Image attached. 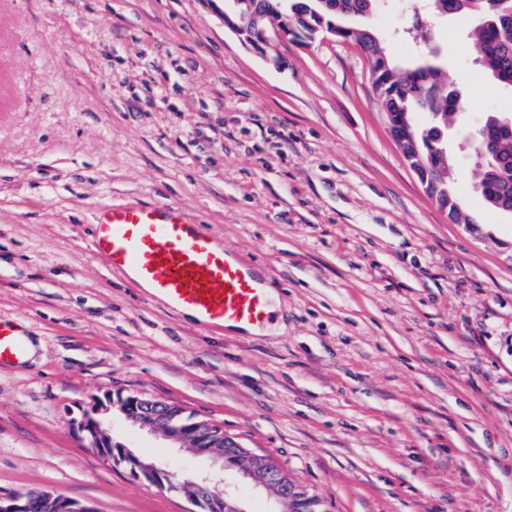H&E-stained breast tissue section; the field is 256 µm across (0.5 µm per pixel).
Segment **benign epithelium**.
Returning a JSON list of instances; mask_svg holds the SVG:
<instances>
[{"label": "benign epithelium", "instance_id": "benign-epithelium-1", "mask_svg": "<svg viewBox=\"0 0 512 512\" xmlns=\"http://www.w3.org/2000/svg\"><path fill=\"white\" fill-rule=\"evenodd\" d=\"M221 17L226 26L246 47L269 57L276 66L277 56H268L276 45L285 42H303L296 21L283 17L278 20L259 16L249 0H222ZM117 408L132 426L158 433L173 444L185 448L195 456L212 461V468L180 481L161 465L133 454L128 445L116 442L102 427L100 416ZM90 445L97 452L116 462L129 465L130 475L146 481L161 490L174 489L202 512H249L237 488L226 483L225 474L236 472L255 489H265L273 495V503L266 512H317V500L306 490L293 488L280 491L284 472L267 456L252 455L234 439L224 435L217 425L206 421L183 418L181 413L159 401L136 395L107 396L93 402L79 423ZM94 512V508L66 496L46 497L42 491H19L0 497V512Z\"/></svg>", "mask_w": 512, "mask_h": 512}]
</instances>
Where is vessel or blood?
Masks as SVG:
<instances>
[{
    "label": "vessel or blood",
    "instance_id": "vessel-or-blood-1",
    "mask_svg": "<svg viewBox=\"0 0 512 512\" xmlns=\"http://www.w3.org/2000/svg\"><path fill=\"white\" fill-rule=\"evenodd\" d=\"M113 270L132 272L168 305L201 326H261L273 317L264 278L177 206L109 208L94 238ZM25 336L0 318V369H24Z\"/></svg>",
    "mask_w": 512,
    "mask_h": 512
}]
</instances>
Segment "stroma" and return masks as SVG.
I'll use <instances>...</instances> for the list:
<instances>
[{
	"label": "stroma",
	"instance_id": "obj_1",
	"mask_svg": "<svg viewBox=\"0 0 512 512\" xmlns=\"http://www.w3.org/2000/svg\"><path fill=\"white\" fill-rule=\"evenodd\" d=\"M220 0H0V315L34 351L0 369V496L97 512H197L87 448L105 395L220 425L319 512H512V216L474 192L473 127L512 113L483 78L474 17L430 23L466 105L448 139L449 223L393 141L361 51L244 47ZM376 34L411 53L397 0ZM176 204L278 300L262 333L200 327L95 253L103 209ZM183 479L208 469L104 416ZM43 491H19L8 497H0L1 512H94L93 507L78 503L66 496H50L47 500Z\"/></svg>",
	"mask_w": 512,
	"mask_h": 512
}]
</instances>
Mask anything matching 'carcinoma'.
Returning <instances> with one entry per match:
<instances>
[{
  "label": "carcinoma",
  "instance_id": "cac0c4a2",
  "mask_svg": "<svg viewBox=\"0 0 512 512\" xmlns=\"http://www.w3.org/2000/svg\"><path fill=\"white\" fill-rule=\"evenodd\" d=\"M437 15L464 16L469 7L467 0H431ZM254 11L260 15L276 18L281 14L302 19V36L310 39L315 28L341 25L343 14L321 12L319 0H251ZM512 8V0L499 5V9L475 10L481 15L479 23L469 31L470 37L481 48V64L490 77L504 87L512 89V25L500 18L501 10ZM339 38H346L359 46L365 55L372 86L382 111L386 112L388 129L394 140L403 138L409 127L415 132V140L406 141L409 152H419L429 164V172L442 182L447 190L443 201L448 205L450 221L473 223L463 208L451 183L453 159L443 161L429 156L427 142L433 139V130L438 127L448 130V123L463 109L462 99L448 92V85L437 79V67L433 55L416 50L413 64L407 68L399 66L382 46L372 29L367 25L354 26L351 31L337 30ZM482 138L496 144L498 153L506 167L494 171L484 167L475 171L479 196L490 209L506 207L512 210V132L499 128L490 120L481 127Z\"/></svg>",
  "mask_w": 512,
  "mask_h": 512
}]
</instances>
